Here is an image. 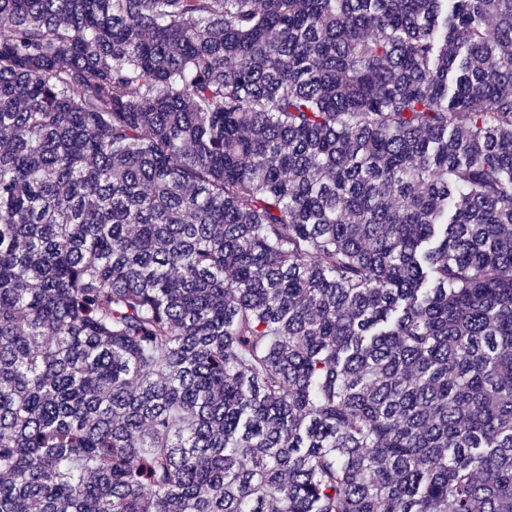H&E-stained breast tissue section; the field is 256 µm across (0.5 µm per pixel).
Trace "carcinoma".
Here are the masks:
<instances>
[{
    "mask_svg": "<svg viewBox=\"0 0 512 512\" xmlns=\"http://www.w3.org/2000/svg\"><path fill=\"white\" fill-rule=\"evenodd\" d=\"M0 512H512V0H0Z\"/></svg>",
    "mask_w": 512,
    "mask_h": 512,
    "instance_id": "obj_1",
    "label": "carcinoma"
}]
</instances>
